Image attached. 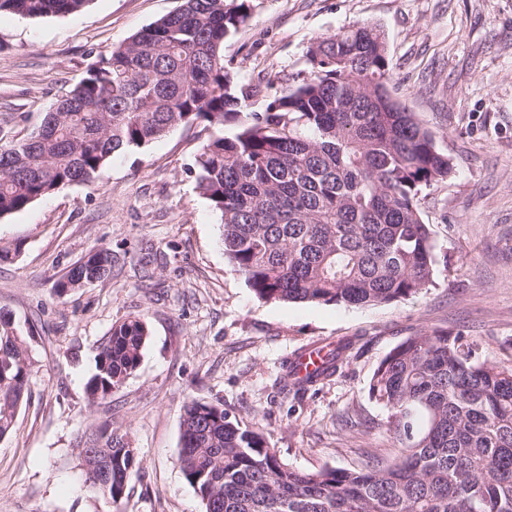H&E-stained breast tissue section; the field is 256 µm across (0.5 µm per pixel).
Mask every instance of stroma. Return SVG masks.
I'll return each instance as SVG.
<instances>
[{
    "mask_svg": "<svg viewBox=\"0 0 512 512\" xmlns=\"http://www.w3.org/2000/svg\"><path fill=\"white\" fill-rule=\"evenodd\" d=\"M178 0H91L47 18L0 13V140L31 133L78 82L90 51L108 50L172 12ZM383 30L392 96L434 135L454 172L421 205L437 244L433 283L364 307L259 299L228 261L219 215L191 171L207 140L180 126L115 156L96 179L0 218V309L26 337L30 395L0 440V512H201L177 459L192 399L219 402L259 427L300 471L390 462L399 444L369 394L381 359L419 330L464 331L512 367V0H253L226 40L240 83L285 82L304 70L314 38L355 23ZM107 279L60 297L56 281L96 247ZM131 314L151 336L133 375L101 404L84 385L101 342ZM349 338L343 368L316 394L277 380L289 357ZM126 433L145 476L123 508L94 493L77 450L88 429Z\"/></svg>",
    "mask_w": 512,
    "mask_h": 512,
    "instance_id": "35a3bbf8",
    "label": "stroma"
}]
</instances>
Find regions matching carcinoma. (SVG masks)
Masks as SVG:
<instances>
[{
  "instance_id": "cac0c4a2",
  "label": "carcinoma",
  "mask_w": 512,
  "mask_h": 512,
  "mask_svg": "<svg viewBox=\"0 0 512 512\" xmlns=\"http://www.w3.org/2000/svg\"><path fill=\"white\" fill-rule=\"evenodd\" d=\"M252 2L181 0L96 53L33 132L0 144V218L92 182L119 152L202 124L211 135L195 156L197 188L221 215L224 254L256 296L363 306L418 293L436 265L421 201L452 163L391 96L382 31L356 23L316 38L307 68L269 94L271 82L240 84L224 64V41L248 22ZM89 3L0 0V12L64 16ZM259 96L264 111H246ZM111 273L112 252L97 247L55 288L62 296ZM150 335L141 316L112 325L85 384L88 403L110 398L137 370ZM352 346L337 341L302 376L290 361L280 391H318ZM31 372L28 342L1 310L0 439L16 427ZM370 395L387 408L400 455L315 472L289 467L222 404L187 402L178 462L202 512H512V368L461 331L423 330L385 355ZM77 448L90 488L123 504L143 470L126 434L95 428Z\"/></svg>"
}]
</instances>
